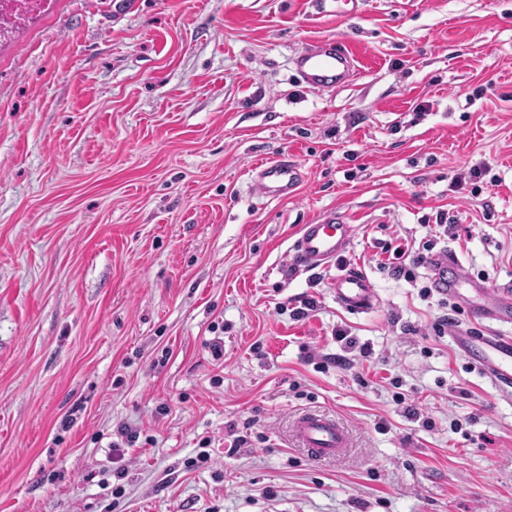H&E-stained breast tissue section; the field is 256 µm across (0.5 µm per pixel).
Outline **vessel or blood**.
I'll use <instances>...</instances> for the list:
<instances>
[{"instance_id":"b4317fda","label":"vessel or blood","mask_w":512,"mask_h":512,"mask_svg":"<svg viewBox=\"0 0 512 512\" xmlns=\"http://www.w3.org/2000/svg\"><path fill=\"white\" fill-rule=\"evenodd\" d=\"M294 67L300 82L307 88L330 91L348 84L358 69V60L339 42L315 40L295 57ZM301 179L300 168L282 158L257 167L254 188L262 195L282 198L293 194ZM354 233V225L336 212L302 225L294 245L293 265L314 270L335 263L348 250ZM428 269L435 288L468 311V322L448 324V335L455 347L500 391H512V336L478 324L482 318L512 323V296L506 294L489 301L488 286L473 280L456 252L451 250L432 253ZM466 287L471 289V296L463 295ZM331 288L337 303L349 312L363 313L375 305V291L369 278L356 268L340 269ZM292 433L298 446L315 461L336 458L350 446L344 428L334 417L319 411L296 416Z\"/></svg>"}]
</instances>
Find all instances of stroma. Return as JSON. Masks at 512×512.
<instances>
[{"instance_id": "1", "label": "stroma", "mask_w": 512, "mask_h": 512, "mask_svg": "<svg viewBox=\"0 0 512 512\" xmlns=\"http://www.w3.org/2000/svg\"><path fill=\"white\" fill-rule=\"evenodd\" d=\"M122 2L0 45V512H512V394L434 332L463 313L427 269L380 266L430 240L512 286V0ZM321 39L349 86L298 81ZM283 157L297 190L255 194ZM332 210L344 257L294 268ZM341 266L372 310L337 304ZM307 409L345 454L305 456ZM301 83L316 91H330L348 84L358 70V59L333 40H315L294 58ZM331 288L336 302L351 313H363L375 305V291L369 278L354 267L339 269ZM292 433L298 446L315 461L336 458L350 447L348 434L334 417L308 411L296 416Z\"/></svg>"}]
</instances>
